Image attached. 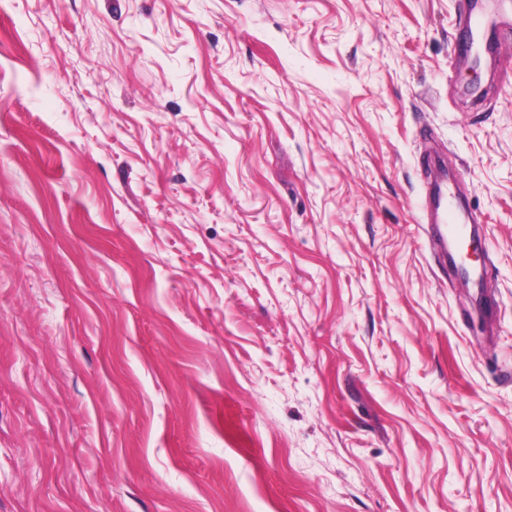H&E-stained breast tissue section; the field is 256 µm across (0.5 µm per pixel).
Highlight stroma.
<instances>
[{
    "label": "stroma",
    "mask_w": 512,
    "mask_h": 512,
    "mask_svg": "<svg viewBox=\"0 0 512 512\" xmlns=\"http://www.w3.org/2000/svg\"><path fill=\"white\" fill-rule=\"evenodd\" d=\"M468 3L0 0V512H512V0ZM441 199L446 200L443 204H439L437 208V219L429 228L432 237L451 235L457 241L464 240L467 237L468 224L467 217L455 209L452 201L448 198L447 190H441Z\"/></svg>",
    "instance_id": "1"
}]
</instances>
